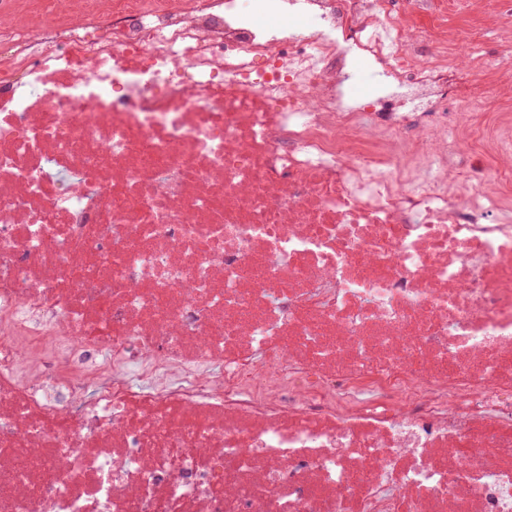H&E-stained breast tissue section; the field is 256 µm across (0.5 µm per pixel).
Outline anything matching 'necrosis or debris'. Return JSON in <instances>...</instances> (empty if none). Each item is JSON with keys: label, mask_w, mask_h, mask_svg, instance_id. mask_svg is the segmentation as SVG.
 <instances>
[{"label": "necrosis or debris", "mask_w": 512, "mask_h": 512, "mask_svg": "<svg viewBox=\"0 0 512 512\" xmlns=\"http://www.w3.org/2000/svg\"><path fill=\"white\" fill-rule=\"evenodd\" d=\"M389 5L0 0V512H512V174L345 99L474 100ZM358 62L361 63L364 67H366V68H368L370 70L374 68L369 63L368 60H366V59H364L362 57H359V56L353 57V59L350 62V65L348 67V70L346 72V84L352 83L354 81L350 85V87H349V92H350L351 95H358V94L366 93L373 86V84L369 82L372 79V77L371 78H367L363 74L364 71H359L358 72L359 77H358V79H356L357 75H355V68H354V66ZM379 88L365 95L350 97L361 103L386 102L382 112L423 111L426 99L415 85L391 77L377 76Z\"/></svg>", "instance_id": "obj_1"}]
</instances>
